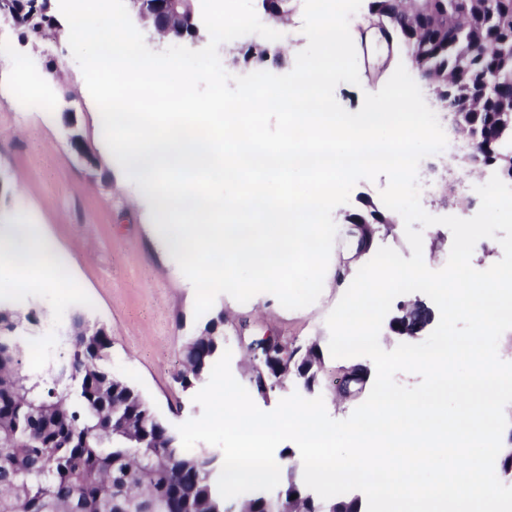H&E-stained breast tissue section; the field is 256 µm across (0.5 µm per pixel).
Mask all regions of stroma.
Instances as JSON below:
<instances>
[{"instance_id":"obj_1","label":"stroma","mask_w":512,"mask_h":512,"mask_svg":"<svg viewBox=\"0 0 512 512\" xmlns=\"http://www.w3.org/2000/svg\"><path fill=\"white\" fill-rule=\"evenodd\" d=\"M302 20L303 11L298 8L288 25L271 21V28L286 30L289 47L281 61L261 65L243 61L246 49L264 42L260 35L248 34L220 45L222 67L237 76L261 69L288 73L299 51ZM67 28L62 18L51 37L25 42L10 23L0 24L1 84L18 81L11 68V58L17 53L34 68L55 62L57 74L53 86L36 93L39 100L53 102L56 118L51 123L43 122L40 108L17 111L11 99L0 94V214L22 208L35 213L68 259L78 285L38 290L16 302L4 294L0 301L12 303L24 317L21 343L32 342L39 348L35 356L21 352L22 373L39 372L65 356L71 319L84 315L104 326L112 339L109 370L134 386L158 417L174 429L202 413L193 391L180 390L173 381L182 367L183 346L199 326L194 315L195 291L185 287L177 263L155 250L134 205V188L123 185L94 138L97 106L72 55ZM385 59V46L369 41L358 49L359 84L342 83L334 91L345 110L360 108L364 94L384 84ZM75 134L89 145L91 158L72 148L70 138ZM386 185L383 176L358 181L348 203L334 209L335 223L369 207H382L381 192ZM335 304L332 288L324 289L314 304L296 312L273 301L255 308L245 303L234 308L225 297L216 298L212 310L224 315L226 346L232 351L231 372L241 384H248L252 365L239 340L240 324H247L251 336L271 331L296 344L318 343L325 351L324 371L312 389L286 382L267 397L256 398L260 409L273 410L280 399L296 391L306 398L323 397L329 416L336 420L349 417L356 408V401L337 399L336 371L341 362L326 352L330 337L326 318ZM31 313L36 315V323L27 322Z\"/></svg>"}]
</instances>
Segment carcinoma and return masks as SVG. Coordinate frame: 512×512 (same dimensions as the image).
<instances>
[{
    "label": "carcinoma",
    "instance_id": "1",
    "mask_svg": "<svg viewBox=\"0 0 512 512\" xmlns=\"http://www.w3.org/2000/svg\"><path fill=\"white\" fill-rule=\"evenodd\" d=\"M12 12L23 39L56 25L35 0H0ZM370 11L387 26L395 48L450 84L436 96L476 104L479 146L490 162L512 153V0L498 13L481 0H371ZM494 73L490 87L484 76ZM224 317L206 320L186 342L184 370L174 377L183 390L205 380L224 352ZM67 338L68 358L42 372H19V316L0 304V512H228L217 488L222 465L206 448L195 451L157 416L145 398L108 369L112 341L102 328L81 320ZM290 363L272 369L256 363L253 390L262 397L283 386L307 389L318 380L310 366L323 361L316 343L297 346ZM291 454L282 455L281 479L272 494L235 497L237 512H277L291 497L301 512H361L357 499H318L306 493Z\"/></svg>",
    "mask_w": 512,
    "mask_h": 512
}]
</instances>
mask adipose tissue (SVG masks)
<instances>
[{"label": "adipose tissue", "instance_id": "obj_1", "mask_svg": "<svg viewBox=\"0 0 512 512\" xmlns=\"http://www.w3.org/2000/svg\"><path fill=\"white\" fill-rule=\"evenodd\" d=\"M71 281L66 261L36 218L17 212L0 220V292L22 297Z\"/></svg>", "mask_w": 512, "mask_h": 512}]
</instances>
